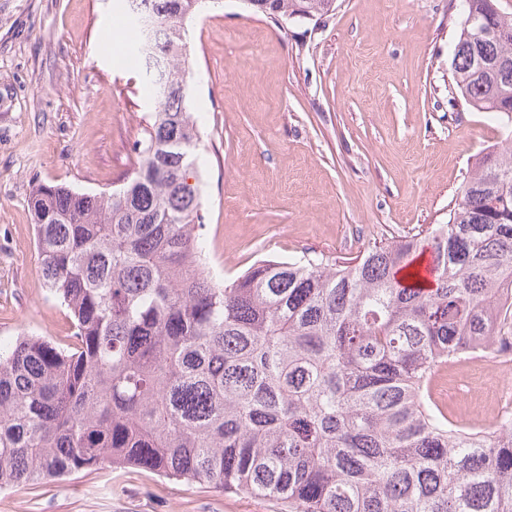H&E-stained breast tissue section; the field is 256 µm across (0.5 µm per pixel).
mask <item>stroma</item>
<instances>
[{
  "label": "stroma",
  "instance_id": "35a3bbf8",
  "mask_svg": "<svg viewBox=\"0 0 512 512\" xmlns=\"http://www.w3.org/2000/svg\"><path fill=\"white\" fill-rule=\"evenodd\" d=\"M115 0H0V341L61 342L65 309L40 271L33 187L98 193L137 162L152 97L105 45ZM461 0H336L319 21L272 22L220 0L188 26L201 132V230L220 281L261 259L351 262L443 224L506 123L452 79ZM251 65H243L244 54ZM448 414L495 428L485 377L441 365ZM0 512H280L277 501L135 468L0 491Z\"/></svg>",
  "mask_w": 512,
  "mask_h": 512
}]
</instances>
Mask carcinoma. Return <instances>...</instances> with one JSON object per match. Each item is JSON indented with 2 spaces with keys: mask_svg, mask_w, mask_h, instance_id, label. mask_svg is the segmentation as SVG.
<instances>
[{
  "mask_svg": "<svg viewBox=\"0 0 512 512\" xmlns=\"http://www.w3.org/2000/svg\"><path fill=\"white\" fill-rule=\"evenodd\" d=\"M125 2L152 122L121 187L32 189L44 284L72 333L0 346V489L138 467L285 512H512V421L466 430L429 390L441 364L512 353V129L428 236L221 283L198 233L184 34L199 0ZM250 9L318 20L336 0ZM472 16L512 31L499 0H464L453 81L512 121V38L478 35Z\"/></svg>",
  "mask_w": 512,
  "mask_h": 512,
  "instance_id": "1",
  "label": "carcinoma"
}]
</instances>
